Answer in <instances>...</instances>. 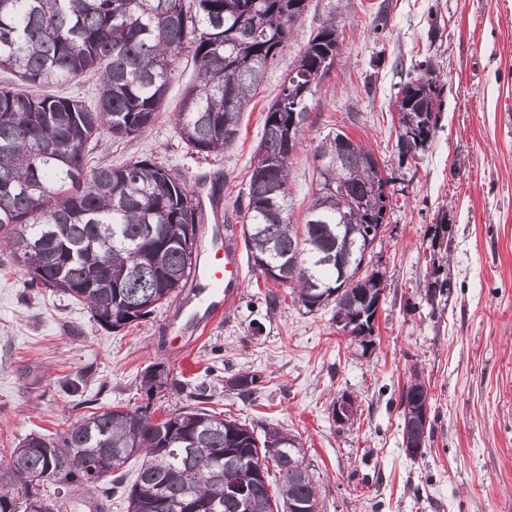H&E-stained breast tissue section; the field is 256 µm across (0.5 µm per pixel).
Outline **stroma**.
<instances>
[{
  "label": "stroma",
  "instance_id": "35a3bbf8",
  "mask_svg": "<svg viewBox=\"0 0 512 512\" xmlns=\"http://www.w3.org/2000/svg\"><path fill=\"white\" fill-rule=\"evenodd\" d=\"M332 15L343 45L290 169V213L302 223L315 187L313 151L330 129L344 128L391 177L385 228L368 260L387 283L373 347L338 333L331 309L307 313L288 286L270 287L247 267L225 318L176 356L167 341L187 319L176 300L140 325L105 329L73 297L27 287L10 251L0 250V458L29 435L66 430L83 401L147 404L160 416L203 390L208 409L302 441L324 512H512V0H309L231 150L206 160L188 154L172 121L194 78L185 62L154 125L134 138L102 139L90 163L146 157L180 170L189 187L219 184L199 244L240 232L235 201L246 192L263 117L310 34ZM422 61L437 81L438 126L426 150L401 165L393 156L396 98ZM435 224L451 228L454 288L449 303L432 307L420 292L432 272ZM157 365L167 388L150 395L142 379ZM245 372L263 378L247 399L225 386ZM415 372L434 421L414 459L402 443L399 405ZM343 393L360 407L341 428L329 406Z\"/></svg>",
  "mask_w": 512,
  "mask_h": 512
}]
</instances>
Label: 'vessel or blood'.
<instances>
[{
	"mask_svg": "<svg viewBox=\"0 0 512 512\" xmlns=\"http://www.w3.org/2000/svg\"><path fill=\"white\" fill-rule=\"evenodd\" d=\"M242 285L239 250L230 239L225 240L223 247L207 253L202 267L196 270L189 282L194 298L214 318L230 309Z\"/></svg>",
	"mask_w": 512,
	"mask_h": 512,
	"instance_id": "b4317fda",
	"label": "vessel or blood"
}]
</instances>
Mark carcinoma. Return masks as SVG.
<instances>
[{
	"instance_id": "1",
	"label": "carcinoma",
	"mask_w": 512,
	"mask_h": 512,
	"mask_svg": "<svg viewBox=\"0 0 512 512\" xmlns=\"http://www.w3.org/2000/svg\"><path fill=\"white\" fill-rule=\"evenodd\" d=\"M307 0H0V70L29 84H63L99 75L96 105L75 97L34 96L0 88V233L32 287L84 302L97 324L118 330L147 319L188 285L198 260L203 210L185 178L147 159L92 167L86 146L108 134L146 132L160 116L183 58L195 80L172 113L188 149L218 155L241 133L243 113L269 66L294 34ZM340 48L339 22L327 18L310 35L263 118L248 190L239 200L248 261L269 281L292 285L306 312L332 308L339 331L372 335L374 303L384 296L380 270L358 272L370 230L387 204H362L391 183L373 153L342 129L314 149L317 188L305 223L290 221L289 173L310 118V102ZM397 98L398 164L434 137L436 86L428 62ZM342 197L324 195L326 186ZM451 237L435 224L430 240V305L449 301ZM349 283L341 288V272ZM261 376L228 381L241 395ZM428 389L413 374L402 393V440L416 447L431 435L422 415ZM140 460L123 486L121 468ZM311 464L297 436L198 407L158 421L148 407L95 409L62 435H31L0 461V512H62L71 489L120 490L127 512H238L231 476L250 512H320ZM57 486V495L45 486ZM274 491H269V486Z\"/></svg>"
}]
</instances>
